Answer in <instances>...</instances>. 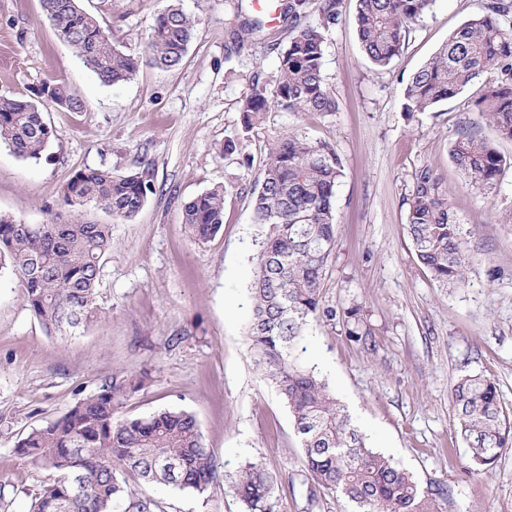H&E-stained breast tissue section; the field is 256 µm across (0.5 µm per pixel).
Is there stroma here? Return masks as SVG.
I'll list each match as a JSON object with an SVG mask.
<instances>
[{"instance_id": "1", "label": "stroma", "mask_w": 512, "mask_h": 512, "mask_svg": "<svg viewBox=\"0 0 512 512\" xmlns=\"http://www.w3.org/2000/svg\"><path fill=\"white\" fill-rule=\"evenodd\" d=\"M125 53L141 56L168 0H80ZM485 0H435L413 26L402 55L374 66L357 35L356 2L345 0L329 32L323 68L336 98L332 114L271 107L261 126L242 123L252 79L274 85L287 24L237 45L243 18L271 15L253 0L236 17L230 0H182L196 35L182 65H141L128 82L105 85L74 56L45 18L41 0H0V100L29 96L43 81L64 82L79 112L47 108L53 135L39 161L0 147V214L24 224L53 215L112 227L97 285L100 318L81 335L47 332L26 290L0 270V481L14 489L5 512H27L50 471L18 455L31 429L59 419L105 384L132 376L121 411L191 413L219 478L201 495L144 488L162 512H245L229 483L258 460L275 480L272 512H340L336 492L310 498L292 416L261 374L247 341L250 286L267 229L251 223L257 176L270 143L297 129L332 144L343 160L336 185V246L322 282L335 319L312 320L303 361L346 407L371 447L409 471L422 489L447 487L442 512H512V451L474 472L458 433L452 389L464 374L497 386L512 416V169L487 188L456 167V129L477 121L478 85L425 112L403 110L410 76ZM442 176L471 247L463 285L434 279L406 231V200L422 167ZM149 170L153 191L135 221L122 224L87 205L69 206L63 187L77 170ZM224 186V224L205 243L183 222L186 203ZM357 308L367 342L348 334Z\"/></svg>"}]
</instances>
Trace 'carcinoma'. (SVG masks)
I'll list each match as a JSON object with an SVG mask.
<instances>
[{
  "mask_svg": "<svg viewBox=\"0 0 512 512\" xmlns=\"http://www.w3.org/2000/svg\"><path fill=\"white\" fill-rule=\"evenodd\" d=\"M435 0H357V31L366 57L389 66L403 52L411 26ZM343 0H275L291 37L279 53L273 96L288 112L336 111L323 58L327 34L342 14ZM58 37L72 46L101 82L129 81L142 63L179 67L195 36V21L181 0L159 14L143 57L128 55L86 13L79 0H42ZM491 70L493 82L474 101L478 117L502 140L512 141V0H487L484 13L455 29L433 58L412 74L404 110L425 112L446 102ZM267 86L254 79L241 99L242 121L262 125L270 109ZM79 112L82 102L58 80H46L28 98L0 101V142L23 160L39 161L52 137L46 106ZM470 183L495 184L512 163L463 125L450 147ZM343 162L334 146L299 131L276 138L261 170L252 221L268 228L250 288L248 339L256 363L287 404L300 438L304 467L318 485L341 494L351 512H439L447 490L424 491L413 476L376 449L336 399L328 384L300 359L306 327L336 310L322 306V280L336 243L334 201ZM152 192L149 174L77 171L64 187L71 206L92 203L120 222H131ZM183 222L198 241L224 224V188L209 189L184 208ZM419 261L446 284L462 285L467 232L458 221L443 180L430 167L415 173L406 215ZM112 246V225L55 217L48 224H21L0 215V269L23 284L35 318L49 332L77 333L100 315V262ZM459 430L476 470L512 450V420L504 415L496 385L463 375L453 386ZM112 385L77 402L60 419L31 430L17 451L53 472L31 496L28 512H156L158 502L130 488L127 476L152 485L203 494L217 479L195 417L161 410L145 417L119 411ZM80 490L72 492L73 483ZM232 490L247 512H271L274 480L258 461L246 464Z\"/></svg>",
  "mask_w": 512,
  "mask_h": 512,
  "instance_id": "obj_1",
  "label": "carcinoma"
}]
</instances>
